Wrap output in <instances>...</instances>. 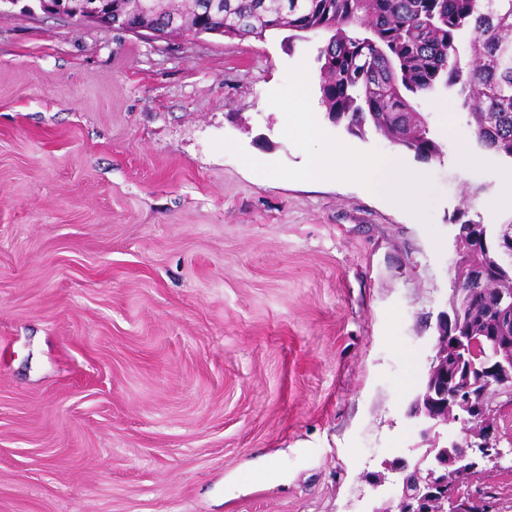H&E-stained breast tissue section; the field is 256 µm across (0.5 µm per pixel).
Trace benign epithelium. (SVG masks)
<instances>
[{
    "instance_id": "obj_1",
    "label": "benign epithelium",
    "mask_w": 512,
    "mask_h": 512,
    "mask_svg": "<svg viewBox=\"0 0 512 512\" xmlns=\"http://www.w3.org/2000/svg\"><path fill=\"white\" fill-rule=\"evenodd\" d=\"M38 4L47 13L63 14L80 23L92 22L107 29L117 26L156 39L179 26L174 17L166 28L158 27L151 0H124L118 20L112 18V11L103 0H38ZM473 293L472 288L451 290L447 310L438 315V336L426 380L409 406L408 417L417 421L422 438L431 435L439 440V409L443 399L451 395L455 421L474 423L477 428L443 446L445 459L440 463L423 466L406 461L398 466L384 461V469L399 476L396 505L383 502L372 512H431L433 505L440 506L441 512H493V503L486 497L460 493L457 476L474 475L502 456L496 435L497 413L487 407L486 398L492 392L505 395L507 399L500 408L512 406V289L499 288L491 295L493 317L487 324L486 340L496 354L478 366L465 362L463 342L456 335L457 309L467 304L466 298Z\"/></svg>"
}]
</instances>
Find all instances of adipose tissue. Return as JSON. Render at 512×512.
<instances>
[{
	"instance_id": "1",
	"label": "adipose tissue",
	"mask_w": 512,
	"mask_h": 512,
	"mask_svg": "<svg viewBox=\"0 0 512 512\" xmlns=\"http://www.w3.org/2000/svg\"><path fill=\"white\" fill-rule=\"evenodd\" d=\"M311 77L307 67H300L297 73L296 93L287 106L288 130L305 140L314 139L316 122L314 114L306 105L305 86ZM336 145L325 143L313 151L298 177L308 182L333 177L337 162H344L352 176L361 182L372 194L381 197H397L412 212H419L427 201L429 187L421 175L408 173L397 154H390L382 160H368L356 156L338 159Z\"/></svg>"
}]
</instances>
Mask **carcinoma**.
Masks as SVG:
<instances>
[{
  "label": "carcinoma",
  "instance_id": "obj_1",
  "mask_svg": "<svg viewBox=\"0 0 512 512\" xmlns=\"http://www.w3.org/2000/svg\"><path fill=\"white\" fill-rule=\"evenodd\" d=\"M224 33H328L319 49V89L328 119L357 137L380 136L430 162L442 145L412 97L456 89L478 145L512 161V0H221ZM193 26L198 0H164L156 20ZM454 264L456 288H512V245L501 225L468 217Z\"/></svg>",
  "mask_w": 512,
  "mask_h": 512
}]
</instances>
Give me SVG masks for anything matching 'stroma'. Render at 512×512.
Wrapping results in <instances>:
<instances>
[{
    "instance_id": "35a3bbf8",
    "label": "stroma",
    "mask_w": 512,
    "mask_h": 512,
    "mask_svg": "<svg viewBox=\"0 0 512 512\" xmlns=\"http://www.w3.org/2000/svg\"><path fill=\"white\" fill-rule=\"evenodd\" d=\"M325 35L151 39L31 7L0 13V512H371L382 463L427 445L407 409L453 286L457 211L512 167L458 158L454 91L416 99L444 150L420 214L270 109ZM319 141L392 144L332 123ZM253 157L277 176L251 172ZM512 512V449L460 482ZM338 147L330 143L320 145L313 151L306 165L296 177L308 182L320 181L335 176Z\"/></svg>"
}]
</instances>
